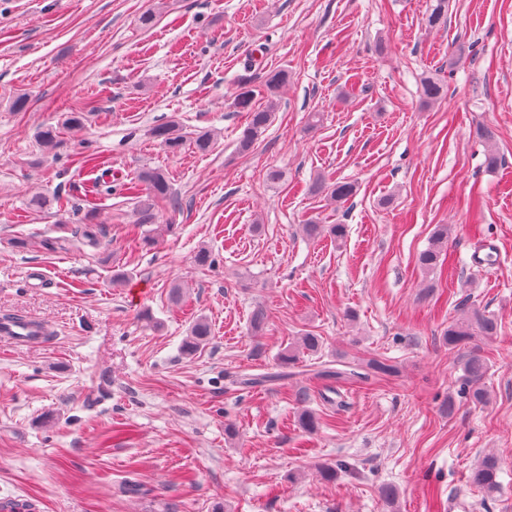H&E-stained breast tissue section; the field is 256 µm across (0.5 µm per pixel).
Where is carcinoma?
I'll use <instances>...</instances> for the list:
<instances>
[{
  "label": "carcinoma",
  "instance_id": "1",
  "mask_svg": "<svg viewBox=\"0 0 512 512\" xmlns=\"http://www.w3.org/2000/svg\"><path fill=\"white\" fill-rule=\"evenodd\" d=\"M448 14V0H434L425 23L434 27L443 21ZM288 79V74L282 70H271L265 73L263 83L267 92V102L264 105L255 103L256 94L250 87L249 81L244 79L239 92L235 96L233 107L238 112L245 113V126L237 138V150L240 153L250 151L259 139L267 131L271 124L272 113L276 104L274 100L280 87ZM422 95L428 102H436L443 96V86L432 78L422 83ZM153 138L165 149L176 152L183 145V139L178 136L174 125H158L152 129ZM312 191L324 192L337 203L347 202L355 193V185L345 181H331L324 177H317L312 183ZM129 190L139 199L141 210L149 213L153 206L162 200L172 201L171 188L165 174L159 170H147L141 174ZM304 232L310 238H319L328 235L338 242L347 234V226L344 224H319L309 220L304 224ZM72 243L76 247L98 244V237L90 227H80L72 231ZM448 225H439L430 239L428 247L419 255V266L427 271L434 272L441 268L443 260L447 257ZM499 326L497 319L477 307L463 309V315L450 322L445 331L448 346L466 351L464 362V380L468 388L466 394L471 401L482 403L486 400V393L480 384L487 373V363L484 357L476 353L477 342L491 340L498 336ZM211 337V326L204 317H198L192 323L189 336L182 344V351L187 355H194L205 346ZM296 364L294 348L281 354L279 358L280 372L273 375H265L257 378H245L242 384L246 386L259 385L266 382L278 381L297 375L293 371ZM395 373L394 366L378 360L371 359L366 363L365 373H360L350 365L343 368H333L329 364H320L311 369L312 379L316 381H334L338 384L348 382L354 378H362L364 375L381 377ZM501 471L500 461L493 455L486 456L470 471L469 484L475 489L491 495L498 491V481Z\"/></svg>",
  "mask_w": 512,
  "mask_h": 512
}]
</instances>
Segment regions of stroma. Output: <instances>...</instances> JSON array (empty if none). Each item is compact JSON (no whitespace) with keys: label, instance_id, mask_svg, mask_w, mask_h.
I'll use <instances>...</instances> for the list:
<instances>
[{"label":"stroma","instance_id":"stroma-1","mask_svg":"<svg viewBox=\"0 0 512 512\" xmlns=\"http://www.w3.org/2000/svg\"><path fill=\"white\" fill-rule=\"evenodd\" d=\"M0 0V314L41 343L0 344V502L31 512H512V0ZM157 21L143 28L139 17ZM288 83L254 149L236 150L239 79ZM444 87L425 102L421 84ZM26 97L24 110L12 106ZM84 112L82 129L65 122ZM322 123L308 128V113ZM176 122L180 152L153 127ZM60 128L44 151L38 131ZM490 130L492 140L480 137ZM214 137L199 152L197 133ZM503 158L485 164L487 148ZM166 175L179 208L152 249L125 186ZM284 178L266 181L268 169ZM354 183L340 208L311 193ZM344 224L337 243L307 219ZM91 224L99 244L48 250ZM448 269L418 264L437 225ZM28 242L16 248L15 238ZM208 249L213 262L198 266ZM42 279L29 276L32 269ZM125 283L112 282L114 274ZM143 294L131 301L129 290ZM181 286L180 299L171 289ZM495 315L487 399L463 394L444 332L465 299ZM268 317L253 330L251 316ZM209 344L184 355L192 321ZM299 376L277 371L305 333ZM388 360L396 374L325 390L318 361ZM319 426L302 432L301 410ZM233 434H226V427ZM489 453L500 490L469 488ZM351 469L331 482L322 464ZM141 485L128 493L129 482ZM396 489L393 500L383 487ZM313 192H325L327 196L336 203L347 202L355 193V185L345 181H331L325 177H317L312 183ZM280 372L273 375H265L257 378H244L242 384L246 386L259 385L266 382L278 381L288 377L299 375L300 372L288 371V369L294 368L296 364V353L294 348L289 347L288 351L281 354L279 358Z\"/></svg>","mask_w":512,"mask_h":512}]
</instances>
